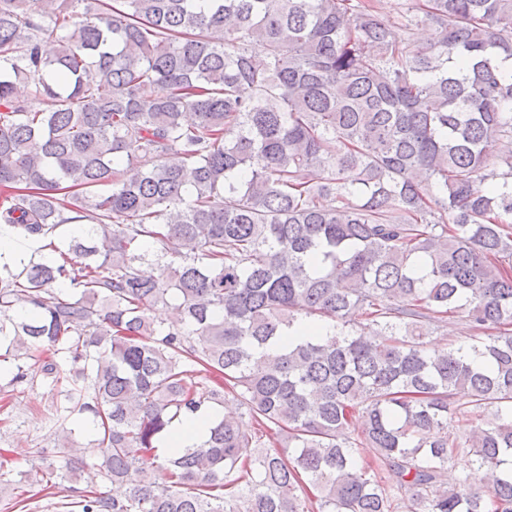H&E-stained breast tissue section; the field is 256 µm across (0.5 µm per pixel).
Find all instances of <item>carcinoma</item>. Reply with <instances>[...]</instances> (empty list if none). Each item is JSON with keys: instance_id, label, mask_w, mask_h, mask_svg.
Listing matches in <instances>:
<instances>
[{"instance_id": "obj_1", "label": "carcinoma", "mask_w": 512, "mask_h": 512, "mask_svg": "<svg viewBox=\"0 0 512 512\" xmlns=\"http://www.w3.org/2000/svg\"><path fill=\"white\" fill-rule=\"evenodd\" d=\"M401 21L396 42L369 0H0V227L33 244L0 266V362L49 353L68 449L28 482L90 473L81 512H512V155L490 157L512 0ZM456 313L496 334L424 341ZM229 396L201 445L163 447ZM488 409H490V406L483 409L482 412H478L476 416L456 418L451 423L448 430L460 441L464 442L469 436L471 429H474L476 426L483 425L484 423L494 419V417L488 416Z\"/></svg>"}]
</instances>
